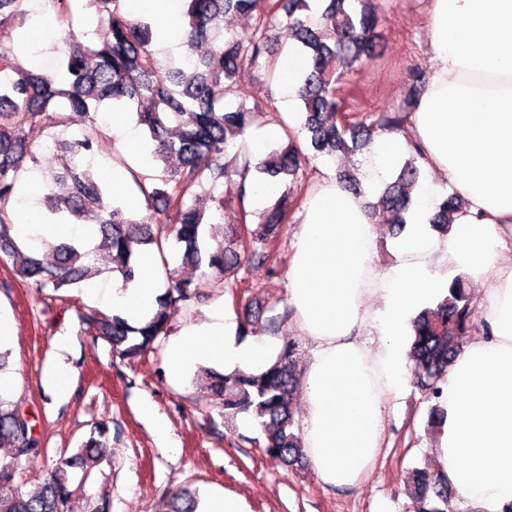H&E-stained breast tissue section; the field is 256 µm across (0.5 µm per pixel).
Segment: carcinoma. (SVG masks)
<instances>
[{
	"instance_id": "carcinoma-1",
	"label": "carcinoma",
	"mask_w": 512,
	"mask_h": 512,
	"mask_svg": "<svg viewBox=\"0 0 512 512\" xmlns=\"http://www.w3.org/2000/svg\"><path fill=\"white\" fill-rule=\"evenodd\" d=\"M356 1L360 8L353 9ZM24 0H0V259L13 261V277L39 291L51 288L65 294L80 287L94 270L96 254L105 250L111 271L123 283L138 273V252L155 247L165 256L174 238L182 261L206 265L212 275L224 278L241 265L230 249L231 238L249 235L262 260L279 241L286 221L281 203L266 208L256 224H240L221 237L217 225L187 203L188 196L205 184L210 192L241 171L239 154L230 143L252 126L254 111L224 105L228 99L248 95L241 83L243 71L265 63L267 33L279 29L287 41L301 45L307 71L300 78L297 97L302 104L301 130L308 152L294 144L274 149L261 159L258 172L280 182L297 183L307 162L339 153L362 150L381 131L398 129L403 119L394 112L377 116L358 112L336 119L346 98L338 80L355 64L371 58L380 39V18L374 0H326L318 21L311 20L308 0H186L184 19L187 43L210 44L209 51L188 63L165 69L150 44V24L125 17L119 0H86L91 18L106 27V36L87 44V33L69 34L58 72L54 75L23 67L13 51V31L25 15ZM257 12L252 38L244 44L233 38L217 40V23L228 14ZM114 110L133 114L135 126L150 149L152 166L133 174L144 197L147 213L132 218L123 203L105 194L91 164L96 116ZM81 128V137L55 144L61 168L55 170L45 193L44 217L53 223L81 224L95 214L98 243L88 248L80 242L60 243L43 254H25L14 235L7 205L17 193L19 177L28 156L26 130L33 127ZM420 177L416 159L407 160L395 180L387 184L378 206L389 214L393 230L402 232L411 204V191ZM463 210V199L453 193L436 205L432 227L445 233ZM201 285L167 277L165 291L153 317L140 326L119 314L91 316L89 327L112 346L122 360L134 361L154 345L167 326L170 310L189 300ZM477 306L462 278L448 285L435 307L422 310L413 321L411 361L417 387L427 400H438L439 383L459 354ZM296 346L286 344L275 361L259 373L224 374L206 370L205 389L223 402L224 415L248 413L264 435V453L286 467H298L304 453L295 431L297 397ZM107 430L101 421L83 442L81 452L52 467L40 488L29 494L0 493V512H72L71 469L96 465L105 457ZM42 442L31 417L0 396V487L13 481L17 464L38 461ZM450 482L431 462L413 471L410 489L413 512H448Z\"/></svg>"
}]
</instances>
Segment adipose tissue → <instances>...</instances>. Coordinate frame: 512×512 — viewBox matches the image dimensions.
Here are the masks:
<instances>
[{
	"label": "adipose tissue",
	"mask_w": 512,
	"mask_h": 512,
	"mask_svg": "<svg viewBox=\"0 0 512 512\" xmlns=\"http://www.w3.org/2000/svg\"><path fill=\"white\" fill-rule=\"evenodd\" d=\"M121 6L129 17L152 20L157 46L185 36V0ZM427 37L432 64L407 130L374 138L360 159V191L323 167L300 214L286 280L288 306L312 344L302 445L322 486L362 484L377 461L386 414L409 381L412 319L446 292L452 273L468 272L482 289L486 332L467 343L441 385L446 420L435 453L466 504L501 512L512 502V0H431ZM413 144L440 179L415 189L395 261L381 267L371 204ZM452 189L466 208L441 238L429 220ZM159 277L149 248L135 281L88 293L140 324L158 308ZM273 359L265 340H239L219 307L209 322L185 327L166 354L173 377L200 362L256 373Z\"/></svg>",
	"instance_id": "adipose-tissue-1"
}]
</instances>
